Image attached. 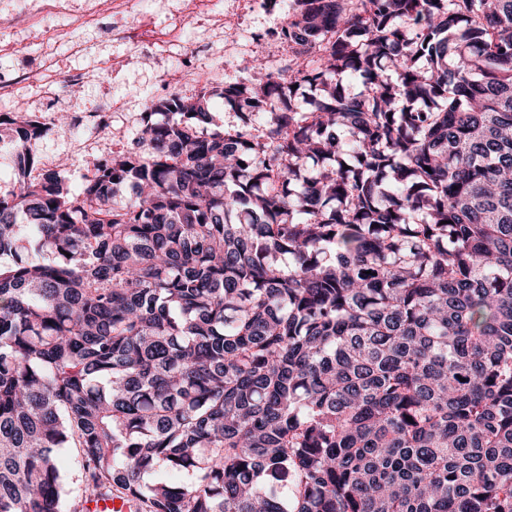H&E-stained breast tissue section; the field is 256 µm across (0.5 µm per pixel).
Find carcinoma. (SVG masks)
I'll use <instances>...</instances> for the list:
<instances>
[{"label": "carcinoma", "instance_id": "cac0c4a2", "mask_svg": "<svg viewBox=\"0 0 512 512\" xmlns=\"http://www.w3.org/2000/svg\"><path fill=\"white\" fill-rule=\"evenodd\" d=\"M281 34L77 190L0 116V512H512V0ZM60 466L66 478L65 512H85L83 503L86 479L81 458L75 451L67 450L61 456Z\"/></svg>", "mask_w": 512, "mask_h": 512}]
</instances>
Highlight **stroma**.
Masks as SVG:
<instances>
[{"mask_svg":"<svg viewBox=\"0 0 512 512\" xmlns=\"http://www.w3.org/2000/svg\"><path fill=\"white\" fill-rule=\"evenodd\" d=\"M51 2L0 0V30H9L12 44L0 49V73L21 78L12 95L0 97V115H110L95 138L76 137L58 124L37 144L43 163L58 166L74 188L99 160L132 147L151 102L246 78L260 54L258 41L285 20L277 11H254L251 0H146L133 18L124 9L127 0H112L96 23L74 31L49 17L58 33L47 39L34 19ZM74 78L79 97L47 96L54 80Z\"/></svg>","mask_w":512,"mask_h":512,"instance_id":"obj_1","label":"stroma"}]
</instances>
